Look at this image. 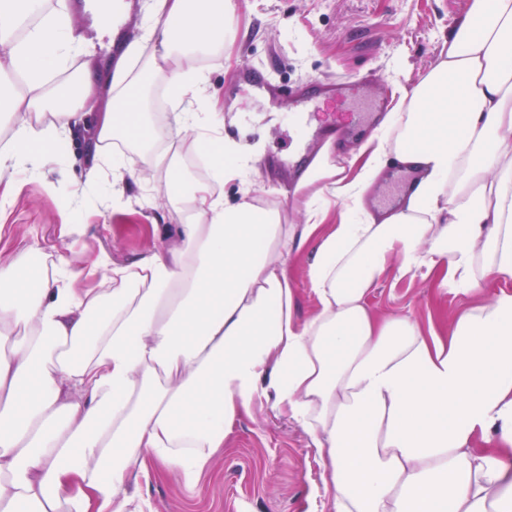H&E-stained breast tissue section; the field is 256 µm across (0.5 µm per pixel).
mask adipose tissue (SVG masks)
Returning a JSON list of instances; mask_svg holds the SVG:
<instances>
[{
  "label": "adipose tissue",
  "instance_id": "1",
  "mask_svg": "<svg viewBox=\"0 0 512 512\" xmlns=\"http://www.w3.org/2000/svg\"><path fill=\"white\" fill-rule=\"evenodd\" d=\"M233 13V0H157L150 54L125 44L117 108L96 118L99 154L142 148L136 170L113 161L114 181L166 173L180 244L164 230L132 261L79 254L64 243L80 225L63 224L38 275L0 249V512H143L129 487L149 463L195 482L258 404L307 434L334 512H512V0H472L364 142L324 143L292 191L294 222L217 192L256 148L222 141L223 113L181 109L206 71L177 58L222 51ZM0 43V72L17 78L2 182L51 161L95 76L68 72L67 55L94 47L66 0H0ZM158 73L175 126L221 145L211 180L186 182L138 135ZM392 158L419 179L371 210ZM304 252L317 306L302 319L291 265ZM389 274L472 302L440 330L381 315L368 295Z\"/></svg>",
  "mask_w": 512,
  "mask_h": 512
}]
</instances>
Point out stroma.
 I'll return each mask as SVG.
<instances>
[{"mask_svg": "<svg viewBox=\"0 0 512 512\" xmlns=\"http://www.w3.org/2000/svg\"><path fill=\"white\" fill-rule=\"evenodd\" d=\"M235 19L226 53L188 56L183 66L207 73L208 92L224 105V137L248 139L262 151V180L252 194L262 204L289 211L281 192L283 177L272 172L275 159L298 151L294 128L281 122L287 103H275L241 90L225 93L235 70L247 63L264 71L270 84L304 85L310 78L364 80L371 92L398 95L400 87L422 78L435 65L448 32L469 9L470 0H234ZM73 27L94 38L90 56H75L72 67L93 69L98 81L85 102L96 115L113 109L108 79L112 35L98 33L94 0H67ZM91 128L78 130L56 149L53 163L31 167L18 175L19 193L13 207L0 218V246L25 255L32 271H40L46 256L25 254L32 238L55 242L63 224L86 225L85 233L70 239L73 251L105 250L133 259L152 247L151 223L177 217L159 196L165 178L156 175L154 190L124 182L120 197L112 195V167L95 161L85 148ZM178 162L193 180L209 177L207 160L215 145L197 140L194 132L174 139ZM100 175L87 180L91 168ZM86 190L81 202H71L74 187ZM470 296L439 293L431 280L420 277L382 280L369 295L375 311L408 318L421 326H442L445 319L467 306ZM150 500L155 512H332L331 495L302 429L267 408H254L225 441L212 464L194 486H186L179 470L152 474L132 488Z\"/></svg>", "mask_w": 512, "mask_h": 512, "instance_id": "35a3bbf8", "label": "stroma"}]
</instances>
